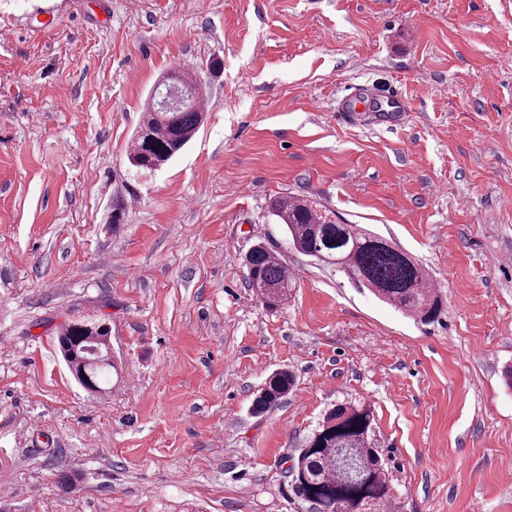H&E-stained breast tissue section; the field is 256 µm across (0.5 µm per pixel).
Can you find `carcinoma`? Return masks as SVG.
<instances>
[{
	"mask_svg": "<svg viewBox=\"0 0 512 512\" xmlns=\"http://www.w3.org/2000/svg\"><path fill=\"white\" fill-rule=\"evenodd\" d=\"M164 81L174 83L187 101L162 107L149 96L142 124L127 151L129 164L140 172H156L187 147L203 124L202 82L184 69L172 70ZM272 215L285 227L289 241L301 254L343 272L358 288L413 317L422 324L437 320L444 300L432 287L425 268L407 251L358 224H342L336 214L298 197L271 202ZM249 285L269 306L288 300L296 275L264 243L246 256ZM102 315H83L66 322L57 336L58 348L76 379L94 393L105 391L107 373L116 368L108 355L111 329ZM294 385L292 373H273L256 396L253 409L270 411ZM372 412L367 407L339 404L299 449L289 467L292 486L311 512H360L364 504L388 497L390 486L371 448ZM349 453L358 474L339 465Z\"/></svg>",
	"mask_w": 512,
	"mask_h": 512,
	"instance_id": "1",
	"label": "carcinoma"
}]
</instances>
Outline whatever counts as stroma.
<instances>
[{"instance_id": "stroma-1", "label": "stroma", "mask_w": 512, "mask_h": 512, "mask_svg": "<svg viewBox=\"0 0 512 512\" xmlns=\"http://www.w3.org/2000/svg\"><path fill=\"white\" fill-rule=\"evenodd\" d=\"M88 2L0 0V512H310L288 469L340 403L370 407L391 487L366 512H512V0ZM175 62L206 121L141 176ZM368 84L402 125L339 118ZM278 196L412 254L443 314L297 253ZM260 241L297 274L275 308L244 266ZM87 312L112 326L101 395L55 349ZM280 369L295 389L254 414Z\"/></svg>"}]
</instances>
